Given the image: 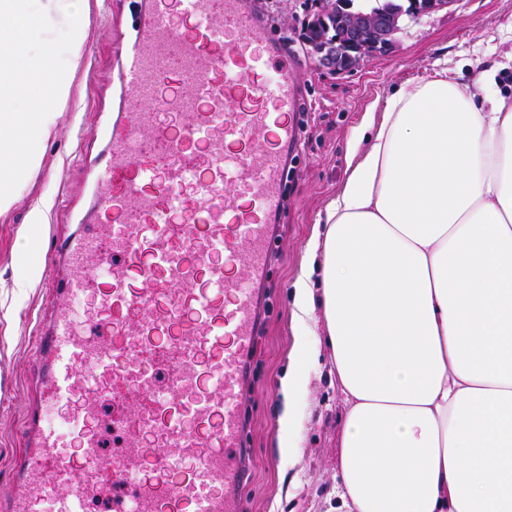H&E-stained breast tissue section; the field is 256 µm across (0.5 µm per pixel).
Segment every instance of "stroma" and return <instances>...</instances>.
<instances>
[{"label":"stroma","mask_w":512,"mask_h":512,"mask_svg":"<svg viewBox=\"0 0 512 512\" xmlns=\"http://www.w3.org/2000/svg\"><path fill=\"white\" fill-rule=\"evenodd\" d=\"M142 0H79L86 38L70 95L56 131L44 142L41 166L7 212L0 214V496L14 486L11 465L22 448V413L43 298L42 284L18 294L15 256L20 229L39 198L50 207L35 244L34 258L45 263L57 235L95 221L96 194L90 162L103 161L120 105L116 47L134 34ZM313 0H270L274 36L291 46L302 66L303 109L308 126L299 134L298 152L285 187L286 207L276 228L277 253L265 295L268 308L256 339L250 395L243 404L244 446L250 459L243 497L246 512H330L333 475L339 455L343 403L329 372L315 379L301 406L306 413L297 459L278 446L280 383L297 349L292 319L293 283L307 261V244L319 216L335 199L349 174V141L367 109L408 81L425 76L441 59L456 67L461 84L484 69L501 66L512 81V0H459L451 13L409 24L385 55L365 59L354 72L336 75L317 67L300 40Z\"/></svg>","instance_id":"obj_1"}]
</instances>
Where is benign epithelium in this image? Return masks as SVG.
<instances>
[{"label": "benign epithelium", "mask_w": 512, "mask_h": 512, "mask_svg": "<svg viewBox=\"0 0 512 512\" xmlns=\"http://www.w3.org/2000/svg\"><path fill=\"white\" fill-rule=\"evenodd\" d=\"M460 0H426L423 8L383 11L358 7L350 0L320 4L306 39L319 66L336 74L356 70L362 62L387 52L403 30L405 20H418L438 12H452Z\"/></svg>", "instance_id": "1"}]
</instances>
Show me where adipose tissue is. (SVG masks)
Here are the masks:
<instances>
[{
    "mask_svg": "<svg viewBox=\"0 0 512 512\" xmlns=\"http://www.w3.org/2000/svg\"><path fill=\"white\" fill-rule=\"evenodd\" d=\"M498 67L460 86L447 61L367 111L372 134L294 285L303 336L281 391L330 363L345 411L342 512H512V99Z\"/></svg>",
    "mask_w": 512,
    "mask_h": 512,
    "instance_id": "obj_1",
    "label": "adipose tissue"
}]
</instances>
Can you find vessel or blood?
I'll use <instances>...</instances> for the list:
<instances>
[{
	"label": "vessel or blood",
	"mask_w": 512,
	"mask_h": 512,
	"mask_svg": "<svg viewBox=\"0 0 512 512\" xmlns=\"http://www.w3.org/2000/svg\"><path fill=\"white\" fill-rule=\"evenodd\" d=\"M117 54L134 101L112 125L109 162L93 168L97 223L47 254L36 397L0 512H42L50 498L87 512L107 494L112 512H244L241 399L298 138L299 63L273 40L265 0H147ZM235 184L249 186L246 203ZM241 238L244 251L213 262ZM90 294L98 310L79 318L74 303ZM99 395L129 408L122 455L102 450L112 417ZM64 405L82 448L73 458L53 423Z\"/></svg>",
	"instance_id": "vessel-or-blood-1"
}]
</instances>
